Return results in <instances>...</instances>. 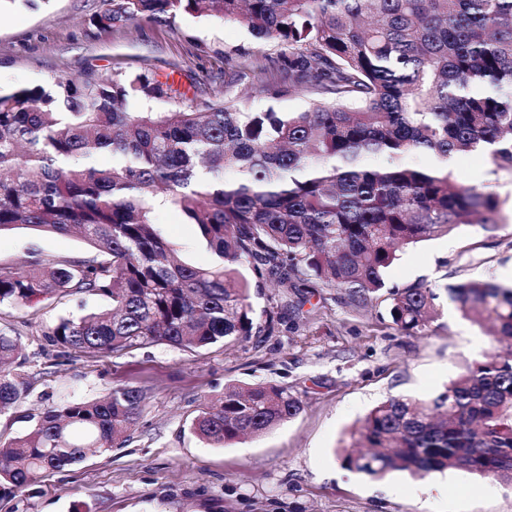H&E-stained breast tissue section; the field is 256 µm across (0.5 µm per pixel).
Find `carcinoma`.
<instances>
[{
  "instance_id": "cac0c4a2",
  "label": "carcinoma",
  "mask_w": 512,
  "mask_h": 512,
  "mask_svg": "<svg viewBox=\"0 0 512 512\" xmlns=\"http://www.w3.org/2000/svg\"><path fill=\"white\" fill-rule=\"evenodd\" d=\"M93 25L188 12L243 23L284 49V65L252 63L255 92L308 99L297 112L246 111L231 89L246 73L226 58L225 95L203 108L157 112L179 90L147 74L88 71L50 88L0 92V234L77 232L101 261L0 266V304L71 292L112 308L62 318L48 336L81 352L163 343L187 349L253 335L250 262L292 288L334 290L357 311L385 288L397 250L461 224L498 228L493 193L452 178L448 158L480 152L512 168V0H102ZM103 153L112 164H99ZM426 153L432 164L408 162ZM177 208L219 261L179 260L158 206ZM464 315L512 339V286H445ZM432 288L389 293L397 330L438 315ZM18 339L0 332V409L19 403L10 365ZM136 389L46 408L0 444V498L14 497L124 442L141 414ZM301 412L290 390L224 389L191 430L213 447L259 437ZM338 459L382 478L461 470L512 485V350L468 363L436 397H389L349 432Z\"/></svg>"
}]
</instances>
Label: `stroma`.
Wrapping results in <instances>:
<instances>
[{
	"instance_id": "stroma-1",
	"label": "stroma",
	"mask_w": 512,
	"mask_h": 512,
	"mask_svg": "<svg viewBox=\"0 0 512 512\" xmlns=\"http://www.w3.org/2000/svg\"><path fill=\"white\" fill-rule=\"evenodd\" d=\"M101 0H9L0 20V89L48 86L90 70L115 75L144 71L174 78L181 100L203 104L224 96V56L277 68V41L252 37L245 25L215 17L159 14L101 31L90 18ZM456 180L495 193L503 222L496 231L462 224L400 250L387 288L424 283L436 288L468 280L512 283V169L481 153L460 154ZM162 234L182 259L206 265L213 254L174 207L155 211ZM99 251L80 236L27 229L0 234V266L38 259L93 260ZM250 303L262 335L232 345L182 349L166 344L124 354L82 353L51 343L60 318L102 306L74 292L17 306L0 305V332L18 337L27 394L0 412V441L26 433L29 417L68 401H93L121 384L140 391L142 412L122 447L61 471L0 499V512H512V487L463 471L416 478L393 471L375 479L341 467L335 450L352 427L390 396L431 399L467 364L497 346L485 327L464 318L441 296L439 314L417 335L400 333L386 298L356 313L334 297L307 294L276 277L252 288ZM270 383L302 404L293 419L257 438L213 448L192 434L201 402L225 386Z\"/></svg>"
}]
</instances>
